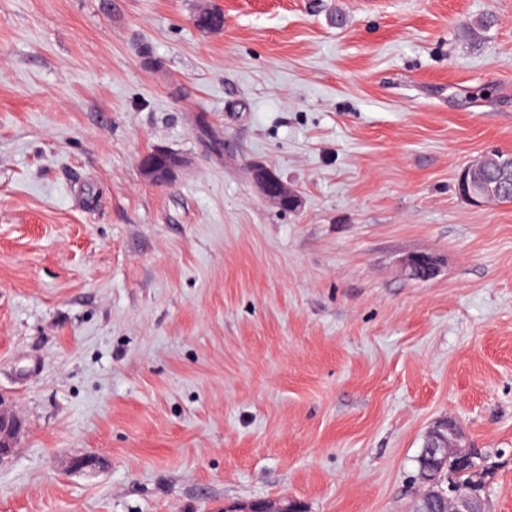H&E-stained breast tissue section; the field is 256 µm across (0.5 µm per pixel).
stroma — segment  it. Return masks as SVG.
I'll return each mask as SVG.
<instances>
[{"instance_id":"obj_1","label":"stroma","mask_w":512,"mask_h":512,"mask_svg":"<svg viewBox=\"0 0 512 512\" xmlns=\"http://www.w3.org/2000/svg\"><path fill=\"white\" fill-rule=\"evenodd\" d=\"M493 151L512 0H0V512H411L440 419L512 512V203L456 191ZM166 158H170V164ZM182 164V159L176 154L158 149L142 157L140 168L146 180L162 183L169 181ZM255 175L263 191L266 193L267 196H269V198L273 199L275 202H279L282 198L293 197L295 199L296 204H298L296 195H294L293 192L288 190V188L281 181H276L274 182V184H272L273 180L272 178H270L265 169H256ZM438 266V259L426 253L409 255L404 260L407 275L418 281H427L436 277L439 271ZM21 428L17 413L0 411V461L15 451V440Z\"/></svg>"}]
</instances>
